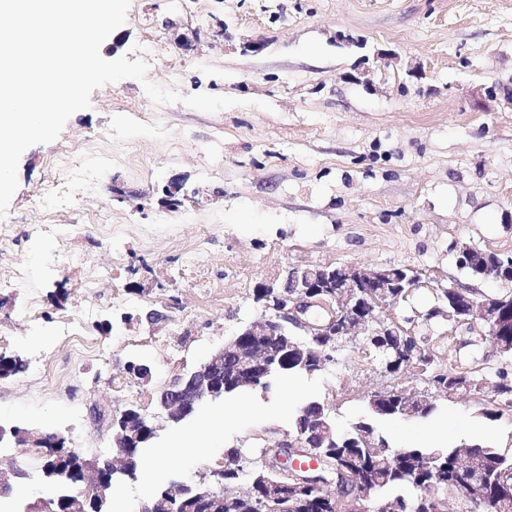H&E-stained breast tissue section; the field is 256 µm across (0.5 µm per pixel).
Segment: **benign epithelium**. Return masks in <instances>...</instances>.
I'll list each match as a JSON object with an SVG mask.
<instances>
[{
  "label": "benign epithelium",
  "mask_w": 512,
  "mask_h": 512,
  "mask_svg": "<svg viewBox=\"0 0 512 512\" xmlns=\"http://www.w3.org/2000/svg\"><path fill=\"white\" fill-rule=\"evenodd\" d=\"M455 250L459 260L468 264L473 262L475 254H481L484 277L499 278L496 253L480 251L465 243L455 245ZM401 286L413 288L416 283L405 279L404 267L396 265L345 264L340 279L328 264L285 267L280 283L283 299L274 313H260L197 368L177 375L160 387L156 393L158 416L172 424L181 423L203 402L224 394V376L228 374L233 375V383L238 386L263 388L270 377L284 368L290 352L297 355L300 367L307 371L323 368L334 360L336 337L371 336L377 332V327L384 326L380 313L396 304L391 289ZM444 316L453 332L461 325L479 328L480 335L489 338L493 353L508 349L502 337L512 336V329L500 321L496 300L470 291L465 296L463 309L451 307ZM271 336L275 337L272 343L268 342ZM438 396L439 390L424 385L404 391H375L368 395V400L372 404L391 400L394 416L413 417ZM313 411V424L300 425L293 438L272 444V448L279 451L278 472L291 484H270L269 497H278L287 486L300 492L314 488L334 497L336 512H383L386 505L376 498L374 488L357 480L351 468L324 464L325 457L316 445L333 438L336 428L322 419L321 406H315ZM154 419L155 415L137 407H130L112 418L114 448L112 456L104 461L79 456L72 464L69 449L59 439L48 434L35 435L18 426L8 429L0 426V442L8 436L18 445L46 449V455L52 458V462L42 467L46 482L57 487H84L79 496H58L60 512H87L89 503L94 504L98 512L112 502L118 476L135 478L138 449L156 434ZM307 453L315 457L316 466H294L298 458ZM455 468L470 478V496L479 498L488 473L465 445L457 449ZM25 477L26 472L16 463L0 467V497L11 496ZM188 502L198 504L201 512H224V484L192 487L173 483L157 492L140 512H177L176 505L184 506Z\"/></svg>",
  "instance_id": "benign-epithelium-1"
}]
</instances>
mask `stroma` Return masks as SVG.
<instances>
[{"label": "stroma", "instance_id": "1", "mask_svg": "<svg viewBox=\"0 0 512 512\" xmlns=\"http://www.w3.org/2000/svg\"><path fill=\"white\" fill-rule=\"evenodd\" d=\"M255 40L262 50L248 51ZM148 41V80L238 104L216 113L156 105L142 83L123 79L94 90L57 140L22 154L7 213L18 244L0 256V269L25 268L38 303L0 293V334L14 339L6 353L40 357L59 382L45 388L27 370L0 380L1 426L56 433L95 457L87 443L111 440L109 418L149 405L159 387L204 362L258 315L255 286L276 281L289 264L418 270L419 289L390 316L410 320L411 333L432 347L448 328L446 317H425L436 293L469 282L452 244L512 254V0H197L193 8L131 0L101 55L132 61ZM494 82L503 95L484 97ZM101 153L112 165L94 188L56 197L49 212L32 210L52 179L51 159ZM206 167L212 178L203 177ZM177 181L196 199L171 204L164 189ZM98 214L129 228L120 251L91 225ZM74 221L79 229L62 242L30 233ZM206 229L208 250L185 255ZM88 259L114 273L89 298L73 287ZM89 300L101 313L87 334L98 335L104 319L122 342L111 369L72 373L56 331ZM148 308L167 321H141ZM133 358L152 366L149 382L126 374ZM393 381L345 343L321 371L206 401L180 424L160 423L135 478L121 479L122 497L139 512L170 482L214 483L230 448L244 450L245 469L260 467L261 448L291 434L292 411L312 400L350 429L368 393ZM491 396L443 397L431 416L382 417L377 426L394 448L433 447L426 431L437 423L446 446L480 441L489 429L508 455L512 411L488 419ZM93 403L105 424L88 419ZM186 437L193 453L178 449ZM29 453L14 445L0 454L27 470L17 501L54 497Z\"/></svg>", "mask_w": 512, "mask_h": 512}]
</instances>
